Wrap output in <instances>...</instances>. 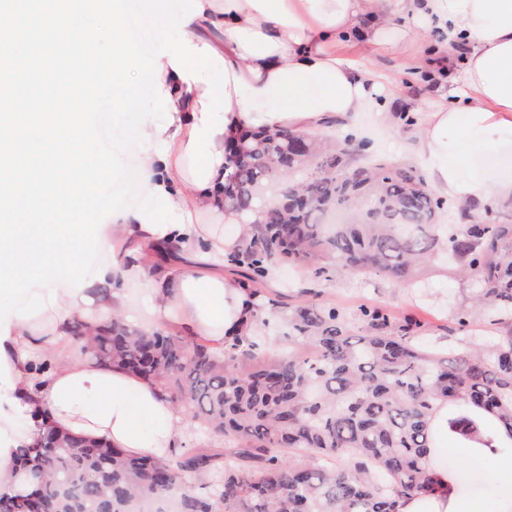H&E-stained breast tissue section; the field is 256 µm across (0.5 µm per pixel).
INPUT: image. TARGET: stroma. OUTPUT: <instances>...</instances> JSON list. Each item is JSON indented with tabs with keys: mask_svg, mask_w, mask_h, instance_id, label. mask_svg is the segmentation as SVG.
Masks as SVG:
<instances>
[{
	"mask_svg": "<svg viewBox=\"0 0 512 512\" xmlns=\"http://www.w3.org/2000/svg\"><path fill=\"white\" fill-rule=\"evenodd\" d=\"M463 51L451 54L448 71L429 79L428 69L411 51L372 55V65L395 86L393 94L379 97L376 104L352 118L320 128L322 140L348 145L357 162L373 158L407 166H418L412 149L425 110L440 101L451 85L449 72L461 69ZM278 286H267L272 298H295L300 288L316 285L318 300L354 313L361 305L385 308L395 319L414 318L422 324L421 343L439 349L458 345L460 330L454 312L468 302L472 284L446 266L423 270L420 288L395 284L380 275H353L336 269L326 280H314L295 269L279 270Z\"/></svg>",
	"mask_w": 512,
	"mask_h": 512,
	"instance_id": "obj_1",
	"label": "stroma"
}]
</instances>
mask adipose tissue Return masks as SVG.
<instances>
[{
	"label": "adipose tissue",
	"instance_id": "ef3b65f1",
	"mask_svg": "<svg viewBox=\"0 0 512 512\" xmlns=\"http://www.w3.org/2000/svg\"><path fill=\"white\" fill-rule=\"evenodd\" d=\"M203 10L186 28L195 45H209L229 73L230 109L212 139L214 167L206 184L192 180L187 146L201 122L204 82L183 81L164 66L173 124L148 122L139 130L147 148L140 158L144 202L103 225L100 244L127 242L124 253L85 276L67 264L42 276L45 311L32 319L9 317L0 343L12 389L0 390V489L14 484L17 449L36 445L44 423L133 456L164 461L186 441L188 422L169 393L121 366H99L74 355L71 326L92 313L125 315L124 286L142 282L151 306L138 326H167L216 343L253 335L265 310L243 281L225 277L217 258L240 246L242 224L224 206L229 172L225 146L243 133L304 131L373 103L381 77L337 55L350 43L360 52L387 46L421 47V27L433 25L447 40L433 49L445 58L466 47L462 96L425 113L418 154L431 191L483 214L494 201L512 198V0H201ZM409 17L397 27L395 16ZM208 223H199V216ZM177 245L173 268L155 271L145 251ZM433 444L427 462L437 485L427 496L399 500L398 512H512V453L458 448L448 438V407L431 417ZM490 461L499 475L489 498L475 501L459 486L464 468Z\"/></svg>",
	"mask_w": 512,
	"mask_h": 512
}]
</instances>
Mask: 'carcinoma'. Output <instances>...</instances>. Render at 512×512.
Segmentation results:
<instances>
[{
	"mask_svg": "<svg viewBox=\"0 0 512 512\" xmlns=\"http://www.w3.org/2000/svg\"><path fill=\"white\" fill-rule=\"evenodd\" d=\"M238 157L224 204L248 221L227 259L245 283L260 285L273 265L320 279L328 269L375 273L400 284L440 254L477 285L456 312L512 314V221L490 223L461 209L460 224L438 223L444 201L411 167L387 160L356 165L351 151L317 139L298 146L288 131L253 133L229 148ZM274 184L269 202L258 187ZM301 292L266 300L264 326L283 330L285 357H259L262 336L221 347L170 330L143 332L121 316L75 321L80 355L112 363L165 388L194 428L237 448L201 447L166 461L120 448L80 444L47 427L20 448L24 490L0 491V512H136L139 501H177V512H397L398 500L429 494L430 418L448 403V432L496 447L493 418L512 447V323L491 337H461L466 350L441 355L415 342L418 325L379 306L352 315ZM224 467L216 492L209 483Z\"/></svg>",
	"mask_w": 512,
	"mask_h": 512,
	"instance_id": "1",
	"label": "carcinoma"
}]
</instances>
